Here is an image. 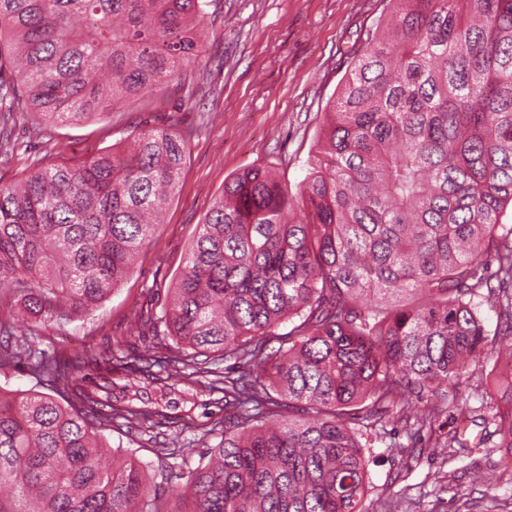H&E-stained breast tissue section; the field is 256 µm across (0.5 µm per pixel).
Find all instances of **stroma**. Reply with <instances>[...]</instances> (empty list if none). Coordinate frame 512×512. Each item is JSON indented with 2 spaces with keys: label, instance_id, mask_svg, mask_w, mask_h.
Here are the masks:
<instances>
[{
  "label": "stroma",
  "instance_id": "obj_1",
  "mask_svg": "<svg viewBox=\"0 0 512 512\" xmlns=\"http://www.w3.org/2000/svg\"><path fill=\"white\" fill-rule=\"evenodd\" d=\"M388 0H211L204 19L206 52L184 83H170L103 118L78 125L34 127L17 120L18 142L0 163V182L18 180L36 164L81 161L126 143L133 131L166 128L187 142V161L163 224L138 252L130 276L89 313L52 318L39 327V346L65 356L117 349L130 356L160 350L142 317L161 314L181 272L195 229L226 181L249 167L272 170L296 191L317 151L325 112L336 99L354 51L388 13ZM503 360L471 364L458 394L472 415L482 413L479 391ZM112 403L140 396L167 416L159 433L127 431L114 419L102 434L111 447L156 468L172 454L195 467L205 444L190 445L196 429L222 427L219 394L179 384L128 387L113 374ZM366 512H512V470L500 454L481 448L470 457L447 448L365 449Z\"/></svg>",
  "mask_w": 512,
  "mask_h": 512
}]
</instances>
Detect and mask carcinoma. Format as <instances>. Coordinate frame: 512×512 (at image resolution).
Returning a JSON list of instances; mask_svg holds the SVG:
<instances>
[{
  "instance_id": "1",
  "label": "carcinoma",
  "mask_w": 512,
  "mask_h": 512,
  "mask_svg": "<svg viewBox=\"0 0 512 512\" xmlns=\"http://www.w3.org/2000/svg\"><path fill=\"white\" fill-rule=\"evenodd\" d=\"M326 113L291 194L251 167L224 183L153 326L174 347L128 364L59 357L30 338L0 356L51 393L0 395V512H363L362 440L436 422L467 362L493 351L476 300L512 333V0H389ZM208 0H0V150L25 112L78 124L182 78L206 52ZM186 140L129 146L0 185V295L33 323L91 309L130 274L175 194ZM290 323L288 332L278 330ZM277 343L278 347L271 346ZM239 364L235 374L222 364ZM224 395L207 463L101 460L102 428L161 425L112 406V374ZM512 467V375L480 392ZM507 408H501V403ZM423 410L413 414L416 404Z\"/></svg>"
}]
</instances>
